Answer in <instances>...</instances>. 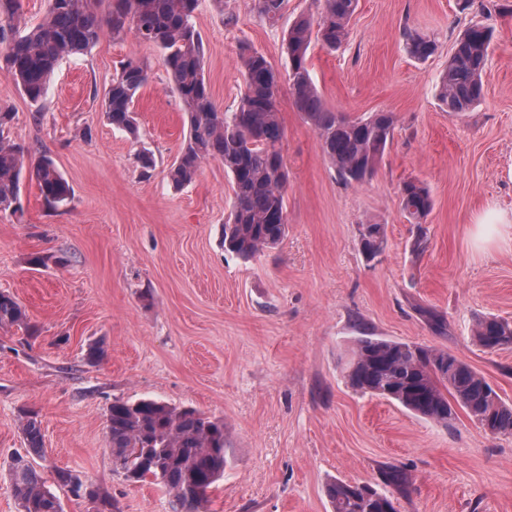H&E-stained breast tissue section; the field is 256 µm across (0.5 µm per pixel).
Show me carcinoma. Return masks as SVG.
Wrapping results in <instances>:
<instances>
[{
    "label": "carcinoma",
    "instance_id": "cac0c4a2",
    "mask_svg": "<svg viewBox=\"0 0 512 512\" xmlns=\"http://www.w3.org/2000/svg\"><path fill=\"white\" fill-rule=\"evenodd\" d=\"M287 2L254 0V8L274 26L283 18ZM315 2L317 14L298 17L284 39L293 103L316 132L339 180L347 186L362 184L375 174L391 144L396 117L383 111L352 117L325 105L308 68L309 48L314 38L329 50L340 47L348 36L357 0ZM197 6L198 0H49L43 20L34 27H22L20 0H0V71H6L31 102L41 104L59 61L91 50L104 30L116 37L131 31L156 46L189 122L188 138L167 177L180 189L194 179L203 161L224 164L233 189L224 247L248 260L277 248L288 232V170L278 149L283 137L277 107L279 74L263 53L242 47L244 92L234 111L218 107L204 78L203 41L193 24ZM402 37L405 50L416 60L425 61L438 49L436 41L416 27L404 26ZM492 40V29L479 24L467 27L457 38L439 82V98L448 111L466 112L481 99ZM149 71V64L136 58L121 65L105 94V112L113 127L136 133L133 103L147 84ZM13 118L9 108L0 106V211L22 209L21 185L26 177L35 181L48 207L68 204L72 190L52 158L40 156L30 164L29 175H24V147L4 136ZM400 197L409 223L419 225L411 244L412 253L419 256L427 247L421 225L433 209V200L416 179L403 182ZM362 228V252L375 258L386 245L385 225L369 223ZM422 315L433 332L447 331L442 314L424 310ZM24 319L20 303L0 293V324ZM472 336L486 351L512 347V322L494 316L479 318ZM342 373L354 390L393 400L446 428L453 426L460 407L489 434L512 435V404L482 374L446 350L363 334L355 338ZM107 427L112 464L125 481L163 485L171 512H204L209 489L224 478L229 463L224 419L193 407L142 398L113 401ZM22 432L29 450L38 453L43 435L37 414L25 416ZM8 479L19 512H63L59 497L28 456L12 459ZM381 479L391 491L380 492L369 483L329 482L326 495L332 512H396L395 500L407 495L409 477L387 467ZM55 480L71 492L79 489L94 512H116L112 497L79 475L58 470Z\"/></svg>",
    "mask_w": 512,
    "mask_h": 512
}]
</instances>
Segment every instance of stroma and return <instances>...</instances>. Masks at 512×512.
<instances>
[{
	"label": "stroma",
	"instance_id": "1",
	"mask_svg": "<svg viewBox=\"0 0 512 512\" xmlns=\"http://www.w3.org/2000/svg\"><path fill=\"white\" fill-rule=\"evenodd\" d=\"M504 0H358L347 41L313 43L308 67L329 108L362 116L394 113V138L367 182H340L316 133L293 105L285 31L312 0H288L278 25L252 0H199L194 25L205 47L215 103L234 110L243 91L241 45L263 52L279 73L281 154L288 170V234L252 260L224 250L232 184L216 160L173 190L169 165L189 135L160 51L133 33H103L89 53L64 57L44 105L0 72V105L14 119L9 139L29 159L50 156L73 191L44 206L22 184L21 212H0V292L20 302L24 326L0 325V512H18L8 480L27 452L20 417L38 415L43 448L31 461L46 481L79 472L107 491L118 512H170L151 483L112 469L108 409L153 398L223 418L230 463L209 494V512H331L333 479L378 483L388 466L411 479L398 512H512V436L493 437L465 411L452 428L380 396L355 392L341 363L360 329L447 350L512 402V348L473 343L476 317L512 321V248L480 242L487 207L512 213V13ZM435 37L419 62L400 29ZM494 31L483 96L466 112L439 101V76L470 25ZM151 70L133 111L137 135L116 129L103 93L122 61ZM156 159L143 176L136 155ZM418 179L433 199L428 246L401 210L400 188ZM386 226L374 261L358 227ZM43 265H32V256ZM443 314L435 335L418 314ZM105 356L89 361L91 344Z\"/></svg>",
	"mask_w": 512,
	"mask_h": 512
}]
</instances>
